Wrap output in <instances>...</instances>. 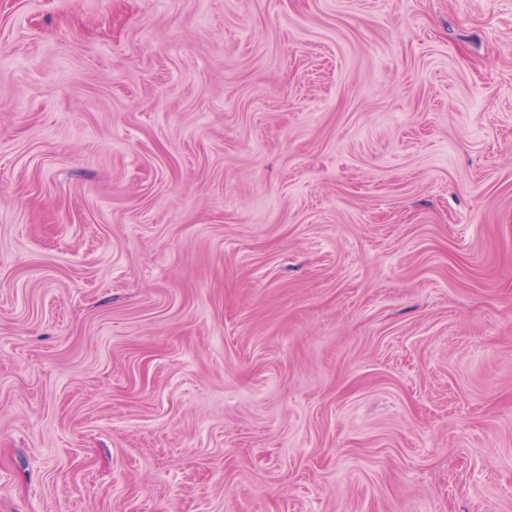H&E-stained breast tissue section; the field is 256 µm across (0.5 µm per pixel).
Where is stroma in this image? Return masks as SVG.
<instances>
[{"label": "stroma", "mask_w": 512, "mask_h": 512, "mask_svg": "<svg viewBox=\"0 0 512 512\" xmlns=\"http://www.w3.org/2000/svg\"><path fill=\"white\" fill-rule=\"evenodd\" d=\"M0 512H512V0H0Z\"/></svg>", "instance_id": "stroma-1"}]
</instances>
